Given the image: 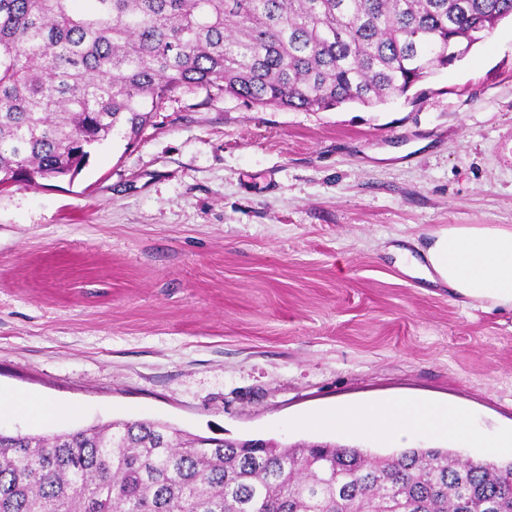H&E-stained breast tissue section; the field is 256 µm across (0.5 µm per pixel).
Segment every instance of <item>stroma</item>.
<instances>
[{"mask_svg": "<svg viewBox=\"0 0 512 512\" xmlns=\"http://www.w3.org/2000/svg\"><path fill=\"white\" fill-rule=\"evenodd\" d=\"M451 224L512 226V18L385 106L167 99L71 181L0 188V390L30 435L159 420L338 442L308 418L401 397L512 433V311L403 266ZM3 410L36 420L55 418L62 414V409L57 405L24 393L0 394V412Z\"/></svg>", "mask_w": 512, "mask_h": 512, "instance_id": "obj_1", "label": "stroma"}]
</instances>
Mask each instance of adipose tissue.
Masks as SVG:
<instances>
[{
	"label": "adipose tissue",
	"mask_w": 512,
	"mask_h": 512,
	"mask_svg": "<svg viewBox=\"0 0 512 512\" xmlns=\"http://www.w3.org/2000/svg\"><path fill=\"white\" fill-rule=\"evenodd\" d=\"M422 254L426 280L469 301L512 309V227L454 224L428 232ZM315 422L345 438L378 434L397 448L415 436H446L492 456L512 452V436L486 435L464 410L413 398L345 405Z\"/></svg>",
	"instance_id": "adipose-tissue-1"
}]
</instances>
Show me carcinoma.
Masks as SVG:
<instances>
[{"label":"carcinoma","mask_w":512,"mask_h":512,"mask_svg":"<svg viewBox=\"0 0 512 512\" xmlns=\"http://www.w3.org/2000/svg\"><path fill=\"white\" fill-rule=\"evenodd\" d=\"M512 0H0V187L74 179L119 126L215 90L376 108ZM0 512H512V460L183 435L152 420L0 432Z\"/></svg>","instance_id":"obj_1"}]
</instances>
